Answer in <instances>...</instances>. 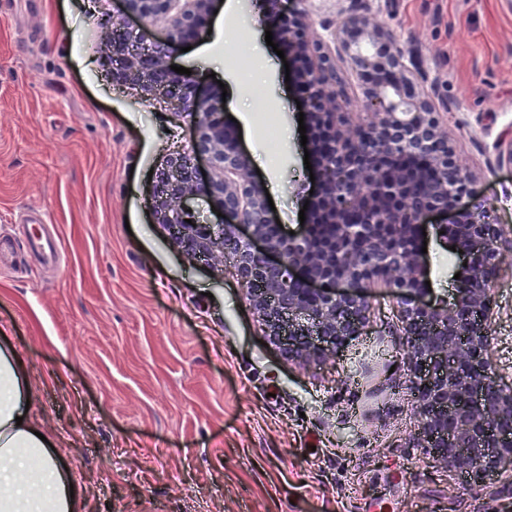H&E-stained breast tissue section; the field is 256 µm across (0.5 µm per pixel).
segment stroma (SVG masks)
<instances>
[{
  "label": "stroma",
  "mask_w": 512,
  "mask_h": 512,
  "mask_svg": "<svg viewBox=\"0 0 512 512\" xmlns=\"http://www.w3.org/2000/svg\"><path fill=\"white\" fill-rule=\"evenodd\" d=\"M216 0L211 29L171 57L226 89L273 217L313 201L299 99L267 46L265 11ZM120 0H0V343L22 354L31 415L84 490L81 512H512V473L478 485L416 438L399 300L369 291L360 335L316 358L270 340L247 286L187 256L153 212L152 173L189 119L113 79L102 34ZM374 22L418 54L490 221L512 240V0H376ZM240 66H232L228 50ZM433 296L462 260L426 224ZM490 356L512 387V266L492 284Z\"/></svg>",
  "instance_id": "obj_1"
}]
</instances>
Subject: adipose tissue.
I'll use <instances>...</instances> for the list:
<instances>
[{
	"label": "adipose tissue",
	"instance_id": "obj_1",
	"mask_svg": "<svg viewBox=\"0 0 512 512\" xmlns=\"http://www.w3.org/2000/svg\"><path fill=\"white\" fill-rule=\"evenodd\" d=\"M31 398L21 355L0 346V512H80L82 489L26 415Z\"/></svg>",
	"mask_w": 512,
	"mask_h": 512
}]
</instances>
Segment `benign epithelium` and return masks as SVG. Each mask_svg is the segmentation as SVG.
Instances as JSON below:
<instances>
[{"mask_svg": "<svg viewBox=\"0 0 512 512\" xmlns=\"http://www.w3.org/2000/svg\"><path fill=\"white\" fill-rule=\"evenodd\" d=\"M106 45L120 64L115 79L160 94L173 112L192 117L187 149L170 155L155 187V213L190 257L229 258L256 287L251 304L288 356L320 357L357 335L369 288L383 284L400 300L406 347L417 378L420 435L435 460L479 481L512 469V390L490 360L491 287L512 242L485 218L483 199L457 166L439 115L448 102L425 84L424 70L393 34L367 13L341 8L313 34L305 8L270 10L275 30L298 66L297 90L314 132L319 195L300 236L279 231L262 186L224 121L218 96L168 59L201 38L214 0H123ZM137 18L134 31L126 18ZM164 23L163 36L153 27ZM346 64L356 91L336 83ZM367 116L349 119L352 108ZM209 172L199 177L196 161ZM204 198L220 224L193 208ZM447 216L442 238L467 263L453 302L430 298L418 243L420 225ZM192 223H187V220Z\"/></svg>", "mask_w": 512, "mask_h": 512, "instance_id": "7a95c632", "label": "benign epithelium"}]
</instances>
